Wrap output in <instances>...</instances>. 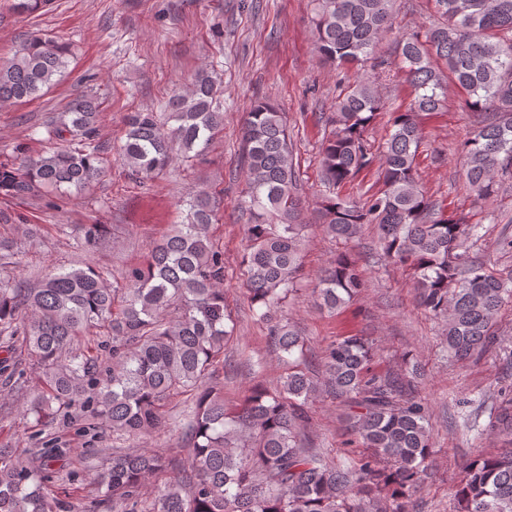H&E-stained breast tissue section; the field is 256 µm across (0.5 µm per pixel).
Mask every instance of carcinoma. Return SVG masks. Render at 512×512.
Masks as SVG:
<instances>
[{
  "label": "carcinoma",
  "mask_w": 512,
  "mask_h": 512,
  "mask_svg": "<svg viewBox=\"0 0 512 512\" xmlns=\"http://www.w3.org/2000/svg\"><path fill=\"white\" fill-rule=\"evenodd\" d=\"M438 19L422 32L396 38L398 68L413 88L411 107L396 112L384 142L373 153L366 132L383 107L375 83L358 79L341 88L321 152L330 188L322 230L347 245L368 224L378 230L380 256L408 270L420 307L446 324L445 351L473 361L498 346L501 311L512 303V273L478 262L471 249L477 225L451 219L419 188L415 176L421 145L417 117L436 112L448 84L466 95L475 112L490 109L463 144V175L479 198L512 181V0H432ZM317 49L339 66L382 67L380 43L395 29L396 0H315ZM51 0H15L20 13L46 10ZM67 43L34 35L0 63V102L41 97L63 76ZM216 80L198 72L189 90L171 98L175 126L161 129L154 112H132L119 157L132 175L163 171L171 144L201 155L224 125L215 98ZM100 105L89 93L43 124L54 151L16 167L0 162V195L29 199L80 192L99 180L107 157L97 140ZM248 248L241 263L246 294L257 306L275 351L287 355L286 371L273 387L256 384L235 408L224 405L213 381L224 365L233 329L224 294V250L209 234L210 196L187 203L185 221L152 246L146 261L128 269L119 287L90 263L60 269L31 288L0 279V375L16 385L26 370L16 345L41 372L27 399L35 435L64 411L79 407L112 439L129 440L163 423V408L187 394L194 406L184 423L186 456L152 448H91L102 459L93 478L87 512H412L411 493L433 458L428 409L411 377L383 372L373 343L345 336L324 350V381L302 366L305 340L289 321L274 316L301 268L303 223L299 172L293 160L285 113L259 99L241 128ZM379 163L383 189L350 200L341 189ZM106 224L84 227L94 245ZM365 269L346 253L319 277L320 307L334 312L365 288ZM112 346L82 345L92 332ZM326 389L348 408L350 443L360 448L345 467L302 446L309 401ZM481 437L496 432L508 447L480 452L465 462L455 490V512H512V397L489 414ZM61 448L37 455L28 448H0V512H71L70 502L47 494L64 461ZM173 476L144 499L147 484Z\"/></svg>",
  "instance_id": "carcinoma-1"
}]
</instances>
